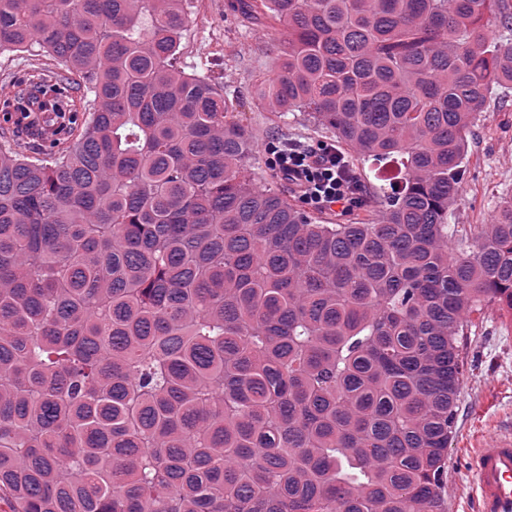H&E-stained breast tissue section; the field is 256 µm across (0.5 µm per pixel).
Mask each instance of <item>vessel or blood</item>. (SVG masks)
Instances as JSON below:
<instances>
[{
	"label": "vessel or blood",
	"instance_id": "b4317fda",
	"mask_svg": "<svg viewBox=\"0 0 512 512\" xmlns=\"http://www.w3.org/2000/svg\"><path fill=\"white\" fill-rule=\"evenodd\" d=\"M470 477L480 512H512V433L496 437L494 445L475 449Z\"/></svg>",
	"mask_w": 512,
	"mask_h": 512
}]
</instances>
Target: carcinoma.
<instances>
[{
  "mask_svg": "<svg viewBox=\"0 0 512 512\" xmlns=\"http://www.w3.org/2000/svg\"><path fill=\"white\" fill-rule=\"evenodd\" d=\"M187 4L0 0V52L94 95L51 157L0 148V500L448 512L464 327L512 312V200L448 236L507 0H231L287 30L268 111L398 164L346 224L256 186L236 101L177 65Z\"/></svg>",
  "mask_w": 512,
  "mask_h": 512,
  "instance_id": "1",
  "label": "carcinoma"
}]
</instances>
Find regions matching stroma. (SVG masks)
<instances>
[{
  "instance_id": "obj_1",
  "label": "stroma",
  "mask_w": 512,
  "mask_h": 512,
  "mask_svg": "<svg viewBox=\"0 0 512 512\" xmlns=\"http://www.w3.org/2000/svg\"><path fill=\"white\" fill-rule=\"evenodd\" d=\"M226 0H190L191 20L182 37L179 63L185 71L208 75L228 86L241 100L238 117L255 141L258 185L284 194L291 203L299 198L286 181L272 177L265 146L288 137L306 145L325 140L307 113L282 126L257 98L258 81L273 76L280 63L284 27L254 25L224 8ZM54 75L78 107L60 124L52 142L39 140L33 131L17 126L4 110L22 85L34 75ZM93 98L86 87L65 78L53 57L39 45L0 53V147L33 159H45L74 140L84 121V107ZM512 199V91L493 100L469 137L467 174L448 213L452 224H486L498 205ZM463 352L469 370L458 402L455 436L448 450L445 487L448 512H476L474 491L465 464L474 449L512 431V314L495 304L484 307L482 318L467 332Z\"/></svg>"
}]
</instances>
